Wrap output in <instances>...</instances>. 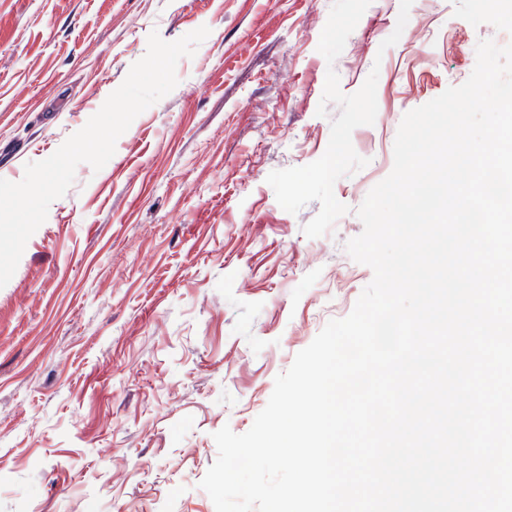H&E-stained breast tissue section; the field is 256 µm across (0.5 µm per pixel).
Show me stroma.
Returning a JSON list of instances; mask_svg holds the SVG:
<instances>
[{
  "label": "stroma",
  "mask_w": 512,
  "mask_h": 512,
  "mask_svg": "<svg viewBox=\"0 0 512 512\" xmlns=\"http://www.w3.org/2000/svg\"><path fill=\"white\" fill-rule=\"evenodd\" d=\"M208 37L0 288V512H215L247 432L372 281L348 255L405 113L512 43V0H0V178L52 155L158 32Z\"/></svg>",
  "instance_id": "1"
}]
</instances>
